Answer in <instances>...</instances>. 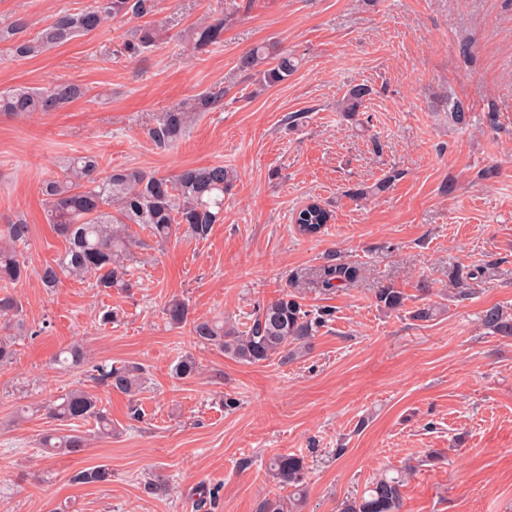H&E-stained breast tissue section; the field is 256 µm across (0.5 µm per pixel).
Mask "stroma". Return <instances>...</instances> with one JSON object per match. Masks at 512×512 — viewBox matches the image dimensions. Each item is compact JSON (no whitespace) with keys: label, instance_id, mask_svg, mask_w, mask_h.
Returning a JSON list of instances; mask_svg holds the SVG:
<instances>
[{"label":"stroma","instance_id":"obj_1","mask_svg":"<svg viewBox=\"0 0 512 512\" xmlns=\"http://www.w3.org/2000/svg\"><path fill=\"white\" fill-rule=\"evenodd\" d=\"M88 2L0 0V24L22 17L35 31ZM215 13L223 43L190 54L183 34ZM151 19L165 34L134 60L118 51L124 22L34 58L0 48V90L59 80L83 90L52 112L0 116V224L26 220L33 265L64 249L40 190L62 157L159 175L221 163L238 174L207 238L160 245L139 229L130 293L71 278L50 293L34 279L17 288L24 328L0 366V512H195L204 488L217 492L204 512H259L276 490L265 464L277 453L304 459L305 512H337L375 475L405 466L401 512H512V336L481 324L490 306L512 312V0H155ZM269 41L300 60L272 86L238 68ZM218 82L222 106L177 147L151 141L162 112ZM356 83L371 94L351 119L337 104ZM451 98L467 124L449 122ZM313 200L333 220L303 236L292 214ZM335 255L361 277L319 292L310 281ZM459 267L478 273L471 295L450 283ZM292 276L304 304L333 317L287 364L226 358L163 313L177 296L192 317L247 323ZM383 284L406 293L402 310L376 305ZM423 299L441 306L432 320L411 317ZM108 309L118 319L101 324ZM74 342L87 365L146 368L138 418L85 368H52ZM186 354L197 374L173 377ZM75 388L100 396L112 437L90 420L49 417L46 405ZM47 433L80 434L88 446L48 458ZM101 464L110 483L73 482ZM154 474L168 478L166 497L145 490Z\"/></svg>","mask_w":512,"mask_h":512}]
</instances>
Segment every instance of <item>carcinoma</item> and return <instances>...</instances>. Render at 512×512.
Masks as SVG:
<instances>
[{
    "instance_id": "carcinoma-1",
    "label": "carcinoma",
    "mask_w": 512,
    "mask_h": 512,
    "mask_svg": "<svg viewBox=\"0 0 512 512\" xmlns=\"http://www.w3.org/2000/svg\"><path fill=\"white\" fill-rule=\"evenodd\" d=\"M154 11V0H90L82 9L63 10L43 25L34 36H26L29 23L18 18L0 24V45L19 58L36 57L80 35H88L114 20L135 22L119 45L120 53L136 58L161 40L162 29L146 20ZM142 23H136V20ZM224 17L214 15L201 20L187 31L186 38L197 51L223 42ZM299 67L288 49L275 43L251 48L240 59L244 72H255L269 84L280 83ZM83 95L70 82L57 81L45 89L14 86L0 91V114L16 117L32 112H50ZM370 88L365 84L350 86L338 104L353 119L363 111ZM224 100V88L215 86L206 93L188 99L162 113L147 129L148 136L160 148H174L186 136L199 115L209 112ZM61 175L43 182L47 220L66 242L65 250L55 259L37 268L30 266L26 250L30 245V227L17 219L0 224V366L15 355L12 326L22 325L23 306L11 289L36 277L42 288L52 291L64 278L87 280L100 293L112 289L127 291L134 287L132 268L135 250L142 242L131 234V225L146 226L158 242H166L181 232L198 239L206 238L224 211V193L237 180L236 173L221 164L185 167L172 175L145 174L136 169H100L95 155L65 157L58 161ZM333 220V214L312 200L293 213L298 233L320 234ZM360 276L356 265L336 260L319 270L315 287L323 292L347 288ZM407 295L391 284L375 292L376 305L397 311L405 306ZM189 303L173 298L165 307L168 322L181 327L190 325L195 343L213 346L224 356L244 364H259L278 359L286 364L308 353L318 330L332 317L328 308L308 309L300 297L283 292L260 306L249 325L239 328L234 322L195 318L188 320ZM481 323L493 335L512 336V315L498 306L482 311ZM85 363L81 346L60 350L54 365L68 370ZM93 378L109 389L134 396L146 388L147 378L138 366L97 364ZM197 371L195 358L186 354L173 372L178 378H190ZM48 413L60 421L92 420L100 435L112 434V421L100 407V399L82 389H74L48 406ZM44 447L52 454L78 455L87 445L85 437L49 435ZM267 473L277 483L290 488L288 496L264 500L260 512H303L306 467L302 458L285 453L273 455ZM407 472L394 469L369 482L360 495L343 500L338 512H400ZM112 471L105 465L78 471L72 476L77 484L105 483Z\"/></svg>"
}]
</instances>
